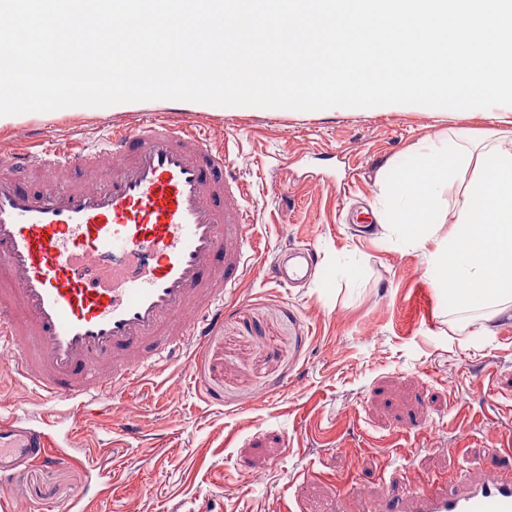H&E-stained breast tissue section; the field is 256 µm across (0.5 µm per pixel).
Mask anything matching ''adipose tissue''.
<instances>
[{
    "mask_svg": "<svg viewBox=\"0 0 512 512\" xmlns=\"http://www.w3.org/2000/svg\"><path fill=\"white\" fill-rule=\"evenodd\" d=\"M462 179L452 228L442 233L440 202ZM378 183L383 228L425 251L434 285H447L459 311L512 304V135L488 139L477 154L466 139L424 144Z\"/></svg>",
    "mask_w": 512,
    "mask_h": 512,
    "instance_id": "obj_1",
    "label": "adipose tissue"
}]
</instances>
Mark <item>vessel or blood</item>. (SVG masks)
<instances>
[{
    "mask_svg": "<svg viewBox=\"0 0 512 512\" xmlns=\"http://www.w3.org/2000/svg\"><path fill=\"white\" fill-rule=\"evenodd\" d=\"M228 161L222 141L164 117L114 126L91 148L0 150V353L44 403L85 421L188 364L223 325L255 222ZM296 256L266 277L307 278L312 254ZM68 460L43 427L0 421V473ZM407 487L417 512H512L508 476L460 494Z\"/></svg>",
    "mask_w": 512,
    "mask_h": 512,
    "instance_id": "b4317fda",
    "label": "vessel or blood"
}]
</instances>
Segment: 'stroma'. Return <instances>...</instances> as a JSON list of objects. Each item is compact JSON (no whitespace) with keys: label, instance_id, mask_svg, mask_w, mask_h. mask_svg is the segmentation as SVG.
Returning a JSON list of instances; mask_svg holds the SVG:
<instances>
[{"label":"stroma","instance_id":"stroma-1","mask_svg":"<svg viewBox=\"0 0 512 512\" xmlns=\"http://www.w3.org/2000/svg\"><path fill=\"white\" fill-rule=\"evenodd\" d=\"M153 100L110 116L30 112L48 145L91 147L112 126L165 113ZM182 117L230 136L240 203L257 215L258 265L224 305V327L182 377L132 388L142 431L111 433L117 404L86 425L48 427L63 467L1 475L0 512H414L415 475L461 492L512 467V306L458 322L447 294L379 224L382 168L425 138L500 131L481 108L223 107L182 102ZM313 248L302 284L269 281L260 262ZM36 394L0 370V419L40 424Z\"/></svg>","mask_w":512,"mask_h":512}]
</instances>
